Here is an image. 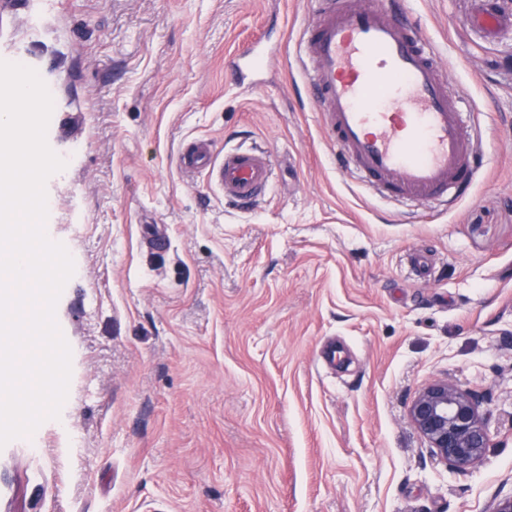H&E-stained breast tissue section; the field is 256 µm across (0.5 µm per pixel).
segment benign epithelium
I'll return each instance as SVG.
<instances>
[{
	"instance_id": "7a95c632",
	"label": "benign epithelium",
	"mask_w": 512,
	"mask_h": 512,
	"mask_svg": "<svg viewBox=\"0 0 512 512\" xmlns=\"http://www.w3.org/2000/svg\"><path fill=\"white\" fill-rule=\"evenodd\" d=\"M415 430L449 468L464 471L490 447L486 413L479 398L447 379L424 383L408 407Z\"/></svg>"
}]
</instances>
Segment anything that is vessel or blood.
<instances>
[{"label":"vessel or blood","instance_id":"obj_1","mask_svg":"<svg viewBox=\"0 0 512 512\" xmlns=\"http://www.w3.org/2000/svg\"><path fill=\"white\" fill-rule=\"evenodd\" d=\"M317 16L305 26L303 72L331 139L363 182L386 197L440 202L468 188L479 166L448 83L427 39L407 17L379 0H314ZM469 25L512 29V11L497 0H475ZM204 141L179 156L182 171L209 167L226 200L251 205L272 186L266 152L225 148L212 166Z\"/></svg>","mask_w":512,"mask_h":512}]
</instances>
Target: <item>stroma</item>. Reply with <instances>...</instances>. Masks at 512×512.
I'll use <instances>...</instances> for the list:
<instances>
[{
	"mask_svg": "<svg viewBox=\"0 0 512 512\" xmlns=\"http://www.w3.org/2000/svg\"><path fill=\"white\" fill-rule=\"evenodd\" d=\"M407 8L482 159L446 205L342 162L301 68L313 0H0V60L53 98L46 231L75 263L68 397L0 449V512H485L512 492V33L468 27L471 0ZM195 140L216 164L268 152L265 200L183 173ZM434 378L490 412L467 472L409 421Z\"/></svg>",
	"mask_w": 512,
	"mask_h": 512,
	"instance_id": "1",
	"label": "stroma"
}]
</instances>
